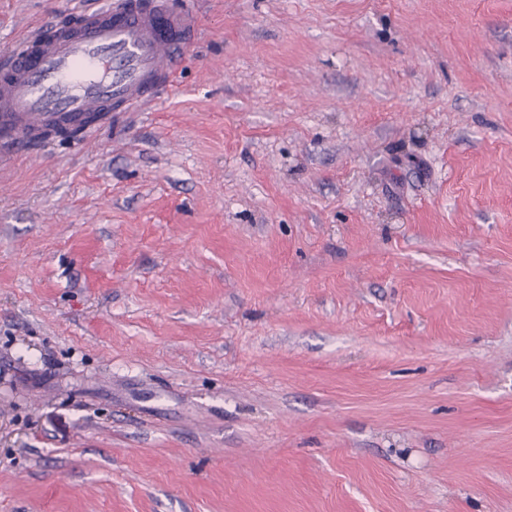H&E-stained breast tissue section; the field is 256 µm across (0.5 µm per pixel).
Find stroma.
Segmentation results:
<instances>
[{
    "instance_id": "1",
    "label": "stroma",
    "mask_w": 512,
    "mask_h": 512,
    "mask_svg": "<svg viewBox=\"0 0 512 512\" xmlns=\"http://www.w3.org/2000/svg\"><path fill=\"white\" fill-rule=\"evenodd\" d=\"M169 2L0 163V512H512V0Z\"/></svg>"
}]
</instances>
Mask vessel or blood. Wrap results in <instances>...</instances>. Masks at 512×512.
Listing matches in <instances>:
<instances>
[{"label": "vessel or blood", "mask_w": 512, "mask_h": 512, "mask_svg": "<svg viewBox=\"0 0 512 512\" xmlns=\"http://www.w3.org/2000/svg\"><path fill=\"white\" fill-rule=\"evenodd\" d=\"M189 9L168 0H121L42 27L0 68V143H47L90 117L127 112L173 87L179 54L197 31Z\"/></svg>", "instance_id": "b4317fda"}]
</instances>
